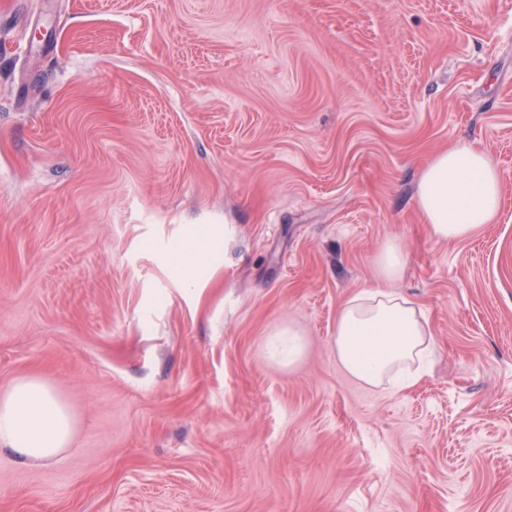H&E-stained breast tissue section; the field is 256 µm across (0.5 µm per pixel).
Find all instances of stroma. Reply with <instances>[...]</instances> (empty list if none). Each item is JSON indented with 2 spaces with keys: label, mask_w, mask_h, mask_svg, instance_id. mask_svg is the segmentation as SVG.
Masks as SVG:
<instances>
[{
  "label": "stroma",
  "mask_w": 512,
  "mask_h": 512,
  "mask_svg": "<svg viewBox=\"0 0 512 512\" xmlns=\"http://www.w3.org/2000/svg\"><path fill=\"white\" fill-rule=\"evenodd\" d=\"M459 143L500 210L439 242L416 185ZM391 242L435 345L400 391L334 345ZM22 377L76 431L0 452V512H512V0H0V391ZM175 252L179 258V269L183 276L195 281L204 270L206 260L212 252V246L205 238L190 239L177 244Z\"/></svg>",
  "instance_id": "1"
}]
</instances>
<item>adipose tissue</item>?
<instances>
[{
	"mask_svg": "<svg viewBox=\"0 0 512 512\" xmlns=\"http://www.w3.org/2000/svg\"><path fill=\"white\" fill-rule=\"evenodd\" d=\"M500 191L486 153L463 143L426 165L416 203L434 239L458 241L494 221ZM403 266L401 247L387 244L377 258L384 289L355 295L336 319L337 359L351 375L373 386L423 360L432 347L422 310L394 288ZM73 435L70 410L43 380L21 378L0 392V451L25 462H48L71 446Z\"/></svg>",
	"mask_w": 512,
	"mask_h": 512,
	"instance_id": "obj_1",
	"label": "adipose tissue"
}]
</instances>
